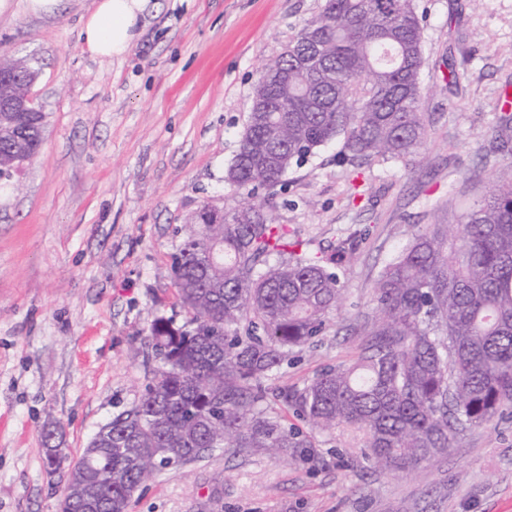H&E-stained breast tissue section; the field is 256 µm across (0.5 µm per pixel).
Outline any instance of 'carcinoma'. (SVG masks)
I'll return each mask as SVG.
<instances>
[{"instance_id": "obj_1", "label": "carcinoma", "mask_w": 512, "mask_h": 512, "mask_svg": "<svg viewBox=\"0 0 512 512\" xmlns=\"http://www.w3.org/2000/svg\"><path fill=\"white\" fill-rule=\"evenodd\" d=\"M423 22L417 0H325L261 72L228 182L250 196L275 187L340 137V157L353 165L413 160L426 137ZM314 25L320 47L299 62ZM44 119L0 114V166L35 155L42 138L16 132ZM491 138L512 152L511 115ZM360 238L350 232L330 254L313 255L288 241L265 200L224 213L203 206L172 262L188 318L152 322L154 382L84 449L87 469L71 471L59 512H81L84 502L128 512L134 486L198 460L196 448L311 458L316 435L337 427L364 436L374 469L404 472L511 407L512 184L492 186L454 224L426 225L386 263L373 286L371 341L355 362L271 391L341 303ZM290 412L306 429L288 423ZM100 467L112 481L98 480Z\"/></svg>"}]
</instances>
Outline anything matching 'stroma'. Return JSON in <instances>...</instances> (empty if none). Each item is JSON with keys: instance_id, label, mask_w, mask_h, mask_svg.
Listing matches in <instances>:
<instances>
[{"instance_id": "obj_1", "label": "stroma", "mask_w": 512, "mask_h": 512, "mask_svg": "<svg viewBox=\"0 0 512 512\" xmlns=\"http://www.w3.org/2000/svg\"><path fill=\"white\" fill-rule=\"evenodd\" d=\"M323 4L157 0L119 58L93 56L79 38L94 0H65L54 17L13 0L0 15V49L39 68L33 93L46 114L38 153L0 179V512H57L64 481L45 466V433L76 460L153 382L151 322L187 318L171 268L181 227L203 206L245 201L226 175L254 85ZM418 5L427 135L412 164L344 165L337 140L272 191L278 224L311 252L371 229L343 306L278 386L356 358L374 281L396 249L512 182V154L488 150L493 105L512 95V0ZM359 444L339 429L318 436L311 460L219 449L155 474L129 512H512V412L403 473L373 471Z\"/></svg>"}]
</instances>
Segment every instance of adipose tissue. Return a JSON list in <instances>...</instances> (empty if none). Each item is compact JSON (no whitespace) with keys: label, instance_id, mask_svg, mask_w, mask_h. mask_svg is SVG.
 I'll use <instances>...</instances> for the list:
<instances>
[{"label":"adipose tissue","instance_id":"ef3b65f1","mask_svg":"<svg viewBox=\"0 0 512 512\" xmlns=\"http://www.w3.org/2000/svg\"><path fill=\"white\" fill-rule=\"evenodd\" d=\"M153 0H97L80 30L84 45L100 57L129 52L142 21L154 10Z\"/></svg>","mask_w":512,"mask_h":512}]
</instances>
